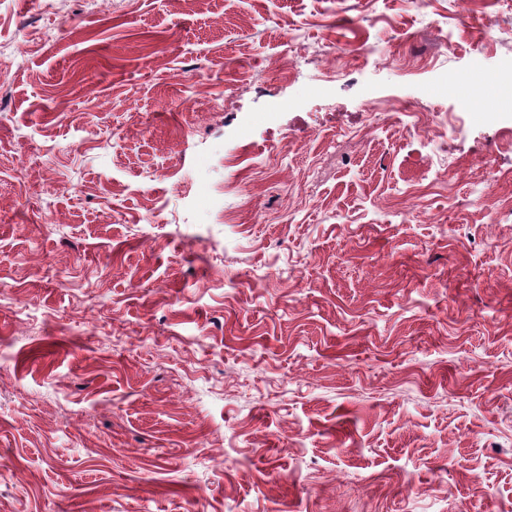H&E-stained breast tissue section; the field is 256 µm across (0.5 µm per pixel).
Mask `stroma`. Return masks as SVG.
<instances>
[{"instance_id":"1","label":"stroma","mask_w":512,"mask_h":512,"mask_svg":"<svg viewBox=\"0 0 512 512\" xmlns=\"http://www.w3.org/2000/svg\"><path fill=\"white\" fill-rule=\"evenodd\" d=\"M489 71L512 0H0V512H512Z\"/></svg>"}]
</instances>
